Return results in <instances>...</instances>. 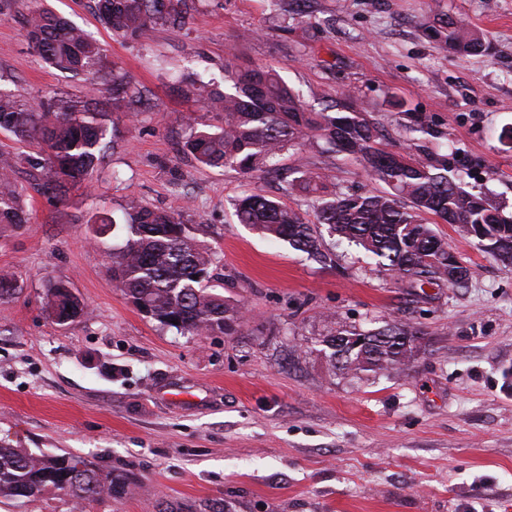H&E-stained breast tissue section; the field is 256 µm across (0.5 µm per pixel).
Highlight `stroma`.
Wrapping results in <instances>:
<instances>
[{
  "label": "stroma",
  "instance_id": "stroma-1",
  "mask_svg": "<svg viewBox=\"0 0 512 512\" xmlns=\"http://www.w3.org/2000/svg\"><path fill=\"white\" fill-rule=\"evenodd\" d=\"M196 0L182 28L129 40L100 23L95 0H0V88L29 107L55 94L104 92L112 74L145 90L119 119L91 190L56 202L30 192V219L0 224V439L70 453L130 475L131 495L79 502L49 489L0 499V512H512V265L436 216L427 221L469 270L465 286L410 287L355 244L325 236L326 260L238 223L243 195L302 215L311 196L263 171L206 168L182 155L184 116L215 123L177 84L224 79L225 65L277 68L316 110L353 95L393 150L443 154L448 176L512 213V0ZM102 46L93 81L50 67L25 37L31 4ZM465 18L487 46L444 52V15ZM307 161L329 193L371 190L354 159L319 148ZM180 213L215 252L212 275L240 311L231 334L190 335L138 311L112 284L90 218L113 217L124 244L128 197ZM66 283L87 313L61 326L46 287ZM395 323L421 332L407 367L334 369L325 336Z\"/></svg>",
  "mask_w": 512,
  "mask_h": 512
}]
</instances>
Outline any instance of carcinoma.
Here are the masks:
<instances>
[{
	"instance_id": "cac0c4a2",
	"label": "carcinoma",
	"mask_w": 512,
	"mask_h": 512,
	"mask_svg": "<svg viewBox=\"0 0 512 512\" xmlns=\"http://www.w3.org/2000/svg\"><path fill=\"white\" fill-rule=\"evenodd\" d=\"M192 0H98V18L112 36L138 38L159 25L179 26L191 11ZM439 48L456 53L485 51L479 34L461 17L440 18ZM28 41L51 67L75 75H95L103 68L100 47L81 28L52 12L34 8L24 17ZM206 108L220 113L221 124L198 127L190 118L183 153L204 167H223L241 173L264 170L277 173L273 160L283 151L301 150L322 141L333 152L360 161L383 191L324 194L318 175L307 164L294 169L295 186L315 195L313 219L307 220L261 192L236 203V217L293 248L320 257V225L362 247L387 270L416 282L446 281L460 286L468 277L462 263L448 265L447 251L424 222L432 214L477 238L482 246L512 264V216L469 193L448 179L447 160L425 161L389 148L386 136L369 121L357 101L347 95L336 102V112L308 107L274 68L254 65L225 67L224 90L202 97ZM144 90L127 75L112 72V93L85 101L54 95L35 112L16 95L0 91V131L19 143L35 142L40 151L27 155L30 179L50 201L93 179L105 159L117 127L114 116L135 115ZM18 158L0 154V223L29 220L23 187L15 177ZM128 238L118 249L104 250L112 281L136 307L183 333L229 332L240 320L239 311L212 291L211 268L216 254L198 244L194 228L175 212L153 209L132 198L124 206ZM63 282L47 286V306L53 319L69 321L85 314L76 296L58 293ZM20 291L14 274L0 270V300ZM365 337L353 349L347 337ZM409 337V343L395 340ZM418 332L388 325L376 331L344 329L327 336L332 364L354 374L401 367L418 352ZM133 481L122 473L102 470L70 453H33L0 444V497L12 500L39 496L54 488L81 501L102 497L123 499Z\"/></svg>"
}]
</instances>
